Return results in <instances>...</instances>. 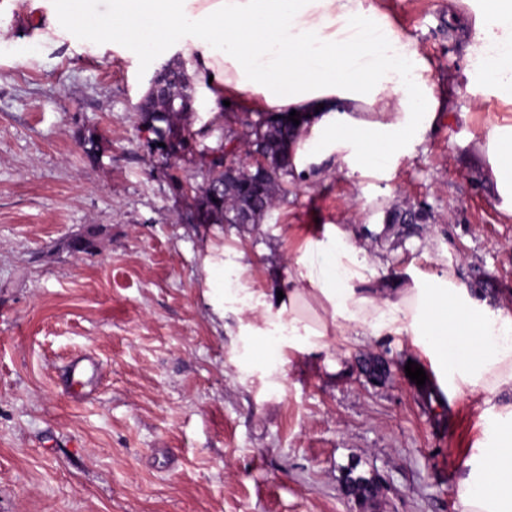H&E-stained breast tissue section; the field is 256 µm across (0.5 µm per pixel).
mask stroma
Returning <instances> with one entry per match:
<instances>
[{
    "label": "stroma",
    "mask_w": 512,
    "mask_h": 512,
    "mask_svg": "<svg viewBox=\"0 0 512 512\" xmlns=\"http://www.w3.org/2000/svg\"><path fill=\"white\" fill-rule=\"evenodd\" d=\"M366 2L450 110L387 167L323 164L261 223L235 225L189 223L184 187L245 98L211 106L198 74L192 121L209 132L169 164L133 118L145 55L101 49L76 20L55 35L30 0L0 15V512H457L488 442L482 396L455 392L401 336L337 337L332 355L291 353L282 377L259 344L234 364L207 296L209 247L243 254L247 287L274 288L300 244L342 224L383 287L451 274L512 313V218L473 163L512 126V103L461 78L471 33L454 19L469 7ZM417 205L425 222L401 223ZM92 225L97 249L68 252ZM80 353L99 375L76 389L64 366ZM378 355L388 371L373 379L361 365ZM410 361L440 399L407 377ZM352 475L378 484L368 510Z\"/></svg>",
    "instance_id": "stroma-1"
}]
</instances>
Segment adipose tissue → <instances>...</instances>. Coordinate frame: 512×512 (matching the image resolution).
I'll return each instance as SVG.
<instances>
[{"label":"adipose tissue","mask_w":512,"mask_h":512,"mask_svg":"<svg viewBox=\"0 0 512 512\" xmlns=\"http://www.w3.org/2000/svg\"><path fill=\"white\" fill-rule=\"evenodd\" d=\"M468 56L480 78L512 101V0H469ZM53 28L74 15L112 19L121 45L146 55L173 51L188 73L212 75L211 100L249 95L252 108L296 112V173L326 161L366 173L419 139L438 107L424 62L400 43L365 0H33ZM485 157L501 209L512 217V126L495 129ZM210 303L233 313L232 335L264 339L275 362L287 351L323 353L333 336H406L449 374L456 389L492 400L512 395V316L491 309L454 277L374 287L376 271L348 233L328 225L308 240L287 282L246 287V264L226 251L205 258ZM460 512H512V444L495 438L479 478L459 486Z\"/></svg>","instance_id":"adipose-tissue-1"}]
</instances>
